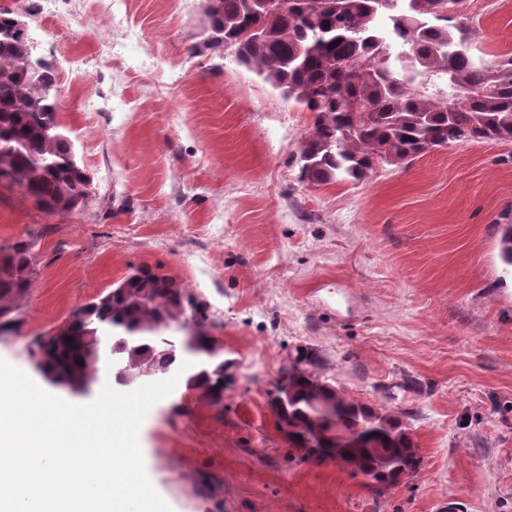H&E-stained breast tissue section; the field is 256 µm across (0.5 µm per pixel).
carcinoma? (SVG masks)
<instances>
[{
	"label": "carcinoma",
	"instance_id": "cac0c4a2",
	"mask_svg": "<svg viewBox=\"0 0 512 512\" xmlns=\"http://www.w3.org/2000/svg\"><path fill=\"white\" fill-rule=\"evenodd\" d=\"M206 0L204 47L235 50L253 70L312 122L302 138L300 179L309 184L357 183L376 167L400 168L456 143L512 141V55L477 61L465 0ZM0 182L23 190L49 213L74 209L87 175L61 132L55 69L35 55L13 12L0 7ZM499 254L512 266V224L499 231ZM36 274L31 247L16 242L0 256V333L16 323L13 302ZM82 333L68 326L35 341L41 373L53 383L83 387L99 380L112 354L129 374L178 366L179 348L160 336L204 330L206 306L173 278L140 267L106 295L78 310ZM83 364L76 363V360ZM219 358L189 375L186 386L217 404L224 372ZM318 359L295 358L291 394L278 419L288 437L316 457H340L375 486H393L397 469L419 466L415 443L398 418L361 404L317 372ZM334 402L336 425L370 435L375 448L326 450L318 441L330 424L314 414L315 394Z\"/></svg>",
	"mask_w": 512,
	"mask_h": 512
}]
</instances>
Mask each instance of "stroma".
Segmentation results:
<instances>
[{
  "label": "stroma",
  "mask_w": 512,
  "mask_h": 512,
  "mask_svg": "<svg viewBox=\"0 0 512 512\" xmlns=\"http://www.w3.org/2000/svg\"><path fill=\"white\" fill-rule=\"evenodd\" d=\"M56 69L63 131L91 178L48 213L0 184V247L36 273L0 358L131 268H160L208 306L224 397L178 382L146 416L147 474L173 512H512V143L435 149L358 183L299 178L310 123L234 50L194 56L204 0H0ZM479 57L512 52V0H467ZM408 427L421 464L383 492L294 449L272 406L297 352Z\"/></svg>",
  "instance_id": "35a3bbf8"
}]
</instances>
